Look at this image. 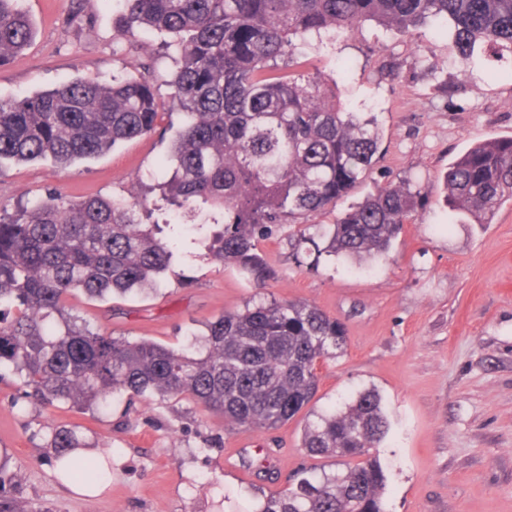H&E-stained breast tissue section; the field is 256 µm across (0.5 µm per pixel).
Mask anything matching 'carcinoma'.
I'll list each match as a JSON object with an SVG mask.
<instances>
[{"label":"carcinoma","mask_w":512,"mask_h":512,"mask_svg":"<svg viewBox=\"0 0 512 512\" xmlns=\"http://www.w3.org/2000/svg\"><path fill=\"white\" fill-rule=\"evenodd\" d=\"M20 0H0V67L23 52L34 26ZM126 36L167 34L173 69L158 94L153 60L136 78H76L50 90L0 98V161L51 160L64 168L149 135L179 113L169 156L151 190L159 199L47 193L0 213V367L48 407L105 408L117 393L184 397L240 431L273 429L304 414L312 463L258 512H386L387 476L370 453L389 431L374 388L318 411L316 365L347 344L339 319L297 300L272 298L226 311L183 349L103 335L69 314L66 299L141 291L171 264L183 226L213 224L215 260L262 288L274 278L260 244L277 224L302 264L322 255L385 258L417 220L419 193L402 181L379 187L331 224L309 218L355 191L379 154L374 119L348 112L337 79L297 71L301 46L375 21L409 34L435 22L465 65L492 58L512 70V0H122ZM448 205L489 224L512 201V137L471 145L444 176ZM54 461L91 483L102 467L79 453L68 428L52 436ZM15 475L0 464V512H21Z\"/></svg>","instance_id":"cac0c4a2"}]
</instances>
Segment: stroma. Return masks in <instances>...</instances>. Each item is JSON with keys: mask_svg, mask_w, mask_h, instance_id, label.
Instances as JSON below:
<instances>
[{"mask_svg": "<svg viewBox=\"0 0 512 512\" xmlns=\"http://www.w3.org/2000/svg\"><path fill=\"white\" fill-rule=\"evenodd\" d=\"M36 24L24 53L0 67V97L33 94L94 75L134 76L148 55L158 77L172 68L155 33L120 39V0H21ZM307 69L339 75L350 110L383 131L378 162L338 210L378 187L410 182L426 205L388 259L322 258L297 265L278 226L261 247L276 277L257 288L210 253V232L182 239L156 289L91 300L72 314L107 335L176 349L227 310L271 298L316 305L348 330L345 352L320 364L317 405L376 388L390 421L378 454L388 465L389 512H512V202L474 224L444 202L442 178L468 145L512 136V78L484 62H456L434 24L400 35L372 23L306 47ZM170 137L154 133L63 169L51 161L0 173V211L58 189L69 198L122 199L156 171ZM75 428L85 455L111 461L98 493L74 492L46 462L50 435ZM302 420L273 430L225 429L187 399L113 396L104 409L54 408L0 381V456L18 481L22 512H255L262 494L287 491L309 459Z\"/></svg>", "mask_w": 512, "mask_h": 512, "instance_id": "stroma-1", "label": "stroma"}]
</instances>
